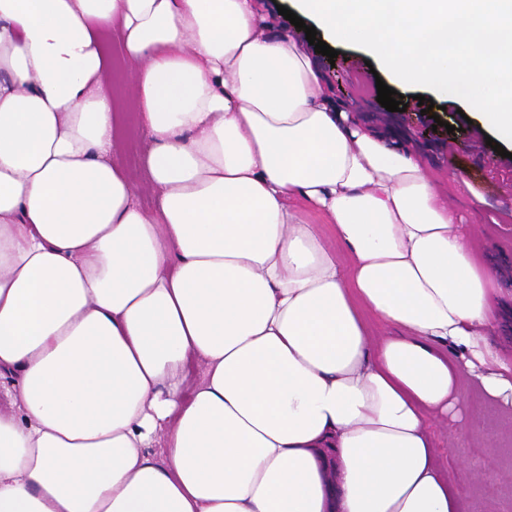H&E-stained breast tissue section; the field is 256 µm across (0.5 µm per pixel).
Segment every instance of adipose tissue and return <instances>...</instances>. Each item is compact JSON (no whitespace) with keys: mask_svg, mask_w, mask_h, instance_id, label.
I'll list each match as a JSON object with an SVG mask.
<instances>
[{"mask_svg":"<svg viewBox=\"0 0 512 512\" xmlns=\"http://www.w3.org/2000/svg\"><path fill=\"white\" fill-rule=\"evenodd\" d=\"M443 182L268 0H0V512H469L426 423L512 359ZM111 54V68L107 75L106 91L113 100L119 102L121 112L127 115L128 132L125 134V142L117 150L115 160L123 163L134 174L137 183H141L143 173L141 171V158L148 150L150 138L147 129L141 126L139 111L130 101V94L135 84L137 66L125 60L118 49L116 34L107 38Z\"/></svg>","mask_w":512,"mask_h":512,"instance_id":"adipose-tissue-1","label":"adipose tissue"}]
</instances>
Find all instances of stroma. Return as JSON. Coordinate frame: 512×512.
<instances>
[{
  "label": "stroma",
  "instance_id": "obj_1",
  "mask_svg": "<svg viewBox=\"0 0 512 512\" xmlns=\"http://www.w3.org/2000/svg\"><path fill=\"white\" fill-rule=\"evenodd\" d=\"M111 68L106 90L127 116L128 131L116 158L142 181L141 158L150 145L147 129L130 101L137 67L125 60L116 35L107 38ZM340 56L327 73L357 111L373 116L381 112L376 79L367 62L371 53L360 46L340 43ZM402 101L407 109L389 113L382 128L393 144L411 142L430 160L451 169L462 180L448 197L470 224L477 239L500 272L501 285L512 291V142L503 141L507 156L486 143L482 115L471 106L447 102L439 118L419 113L418 96L432 98L427 88H406ZM480 418L486 440L458 442L463 422ZM437 452L451 479L463 488L472 512H512V416L499 412L473 388L464 391L460 419H435L430 423Z\"/></svg>",
  "mask_w": 512,
  "mask_h": 512
}]
</instances>
